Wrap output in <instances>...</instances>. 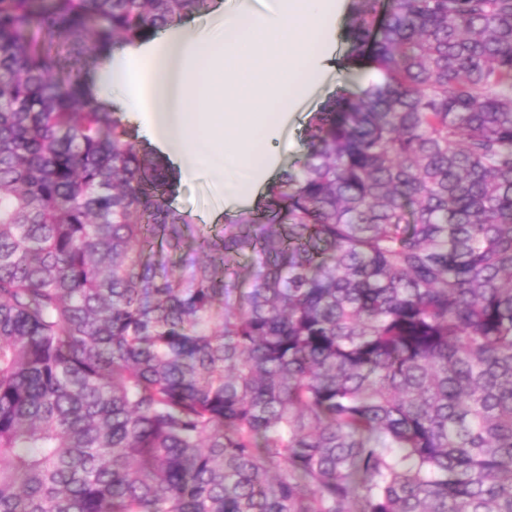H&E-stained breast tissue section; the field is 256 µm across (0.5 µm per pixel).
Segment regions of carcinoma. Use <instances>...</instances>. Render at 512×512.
<instances>
[{"instance_id":"1","label":"carcinoma","mask_w":512,"mask_h":512,"mask_svg":"<svg viewBox=\"0 0 512 512\" xmlns=\"http://www.w3.org/2000/svg\"><path fill=\"white\" fill-rule=\"evenodd\" d=\"M212 2L0 0V512H512V0H351L216 234L61 63Z\"/></svg>"}]
</instances>
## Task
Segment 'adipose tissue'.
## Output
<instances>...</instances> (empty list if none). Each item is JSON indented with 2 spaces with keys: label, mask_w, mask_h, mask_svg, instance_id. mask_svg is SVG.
I'll return each instance as SVG.
<instances>
[{
  "label": "adipose tissue",
  "mask_w": 512,
  "mask_h": 512,
  "mask_svg": "<svg viewBox=\"0 0 512 512\" xmlns=\"http://www.w3.org/2000/svg\"><path fill=\"white\" fill-rule=\"evenodd\" d=\"M338 10L334 0H282L259 17L245 0L231 11L215 0L210 37L197 35L188 19L139 49L115 50L94 75L96 94L110 100L138 60L145 80L123 109L151 110L153 147L185 179L200 162L223 178L224 160L233 158L250 177L231 188L232 198L257 199L273 175L274 138L335 64Z\"/></svg>",
  "instance_id": "ef3b65f1"
}]
</instances>
